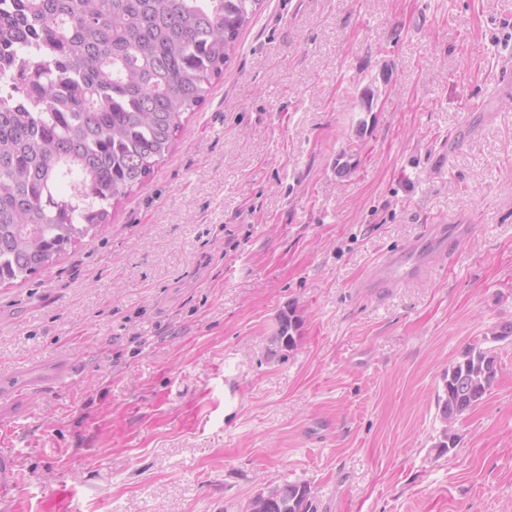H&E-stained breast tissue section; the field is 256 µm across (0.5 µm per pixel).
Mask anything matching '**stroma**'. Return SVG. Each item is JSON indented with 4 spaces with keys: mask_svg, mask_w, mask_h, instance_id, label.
<instances>
[{
    "mask_svg": "<svg viewBox=\"0 0 512 512\" xmlns=\"http://www.w3.org/2000/svg\"><path fill=\"white\" fill-rule=\"evenodd\" d=\"M510 61L512 0H264L110 224L0 284V373L78 366L0 407V512L62 483L81 512H243L286 481L317 512H512V338L435 447L445 370L512 322ZM432 218L467 228L449 255L359 289ZM298 321L292 312L282 313L278 318L277 328L274 336H271V348L269 354L277 356L282 350H289L296 345V334L298 331ZM21 487V475L17 459L13 452L0 450V496L5 499L14 498Z\"/></svg>",
    "mask_w": 512,
    "mask_h": 512,
    "instance_id": "1",
    "label": "stroma"
}]
</instances>
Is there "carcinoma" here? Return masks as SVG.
<instances>
[{
  "instance_id": "obj_1",
  "label": "carcinoma",
  "mask_w": 512,
  "mask_h": 512,
  "mask_svg": "<svg viewBox=\"0 0 512 512\" xmlns=\"http://www.w3.org/2000/svg\"><path fill=\"white\" fill-rule=\"evenodd\" d=\"M260 0H0V283L52 266L109 223L170 152L183 115L224 74ZM282 313L269 354L296 345ZM498 372L470 346L442 377L435 447ZM307 482L255 494L245 512H315Z\"/></svg>"
}]
</instances>
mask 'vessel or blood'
Listing matches in <instances>:
<instances>
[{
    "mask_svg": "<svg viewBox=\"0 0 512 512\" xmlns=\"http://www.w3.org/2000/svg\"><path fill=\"white\" fill-rule=\"evenodd\" d=\"M453 227L434 225L429 239L412 242L404 251L387 255L376 269L375 275L366 280L365 288H384L401 281L420 277L427 266L429 244L446 241L453 234ZM74 376V366L67 360H50L31 364L0 375V403L15 401L28 394L66 384ZM21 487V475L13 452L0 450V497L14 498ZM80 492L65 484L59 485L39 512H80Z\"/></svg>",
    "mask_w": 512,
    "mask_h": 512,
    "instance_id": "1",
    "label": "vessel or blood"
}]
</instances>
